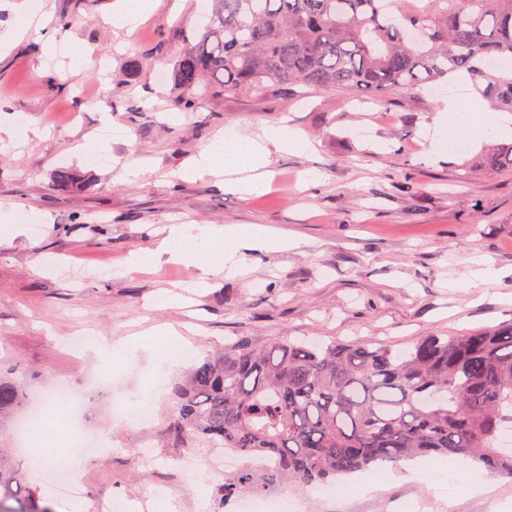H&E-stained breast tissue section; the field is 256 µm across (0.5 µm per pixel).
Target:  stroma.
<instances>
[{"mask_svg":"<svg viewBox=\"0 0 512 512\" xmlns=\"http://www.w3.org/2000/svg\"><path fill=\"white\" fill-rule=\"evenodd\" d=\"M48 33L29 29L0 51V117L32 123L36 136L0 142V218L30 213L35 223L0 233V364L18 367L28 404L63 383L87 390L92 426L111 442L79 477L83 500L130 498L161 484L165 465L138 467L141 441L160 456H201L166 432L169 395L155 401L149 431L115 422L93 387L91 358L75 361L73 333L95 331L117 341L154 327L180 328L197 356L241 336L264 345L284 336L390 339L512 323V171L489 157L501 138L482 137L462 151L434 156L439 95L423 90L357 101L344 91L299 84L263 92L198 91L189 112L175 108L171 79L182 30L198 25L200 0H146L134 31L104 25L119 0H41ZM80 15L62 31L63 15ZM90 50L83 67L72 61ZM287 120L314 152L270 147L271 187L246 194L223 180L185 181L181 170L224 133L261 135ZM107 160L88 163L76 144L103 128ZM140 160L134 177L122 165ZM74 179L57 185V167ZM316 169L320 180L301 187ZM259 224L291 239L273 251L245 246L241 271L202 276L160 258L149 268L123 267L125 254L155 251L170 224ZM112 260V274L80 287L59 274L75 261ZM485 264L486 278L475 276ZM475 496L463 472L456 512H512V480L482 474ZM354 495L309 512H413L429 485L401 468L342 477Z\"/></svg>","mask_w":512,"mask_h":512,"instance_id":"1","label":"stroma"}]
</instances>
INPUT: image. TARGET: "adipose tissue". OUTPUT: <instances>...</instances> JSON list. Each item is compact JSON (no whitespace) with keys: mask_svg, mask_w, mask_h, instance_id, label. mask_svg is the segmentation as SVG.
<instances>
[{"mask_svg":"<svg viewBox=\"0 0 512 512\" xmlns=\"http://www.w3.org/2000/svg\"><path fill=\"white\" fill-rule=\"evenodd\" d=\"M437 123L442 136L454 139L460 136L473 139L484 132L512 137V121L495 115L479 99H471L468 107H461L452 99L443 100L438 111ZM298 152L312 151L310 141L301 138L287 125L268 127L263 141L232 133L220 141L217 150L202 153L182 172L183 179L194 180L206 175L236 176L237 187L247 193H260L267 189L270 175L266 173V143ZM250 243L260 248H288L287 239L271 236L256 224H173L163 238L157 252L173 260L188 261L198 265L203 273L213 269L212 260L224 259L223 270L235 273L236 255L241 244ZM160 344L151 346L149 355L155 366V388L147 398H134L126 408L127 414H134L144 400H156L164 392L167 375L175 366L174 351L183 347L184 339L176 331L167 329ZM68 414V402L58 396L47 402L34 420L29 437L28 453L38 462L55 467L68 468L78 473L82 461L80 441L68 431L64 422Z\"/></svg>","mask_w":512,"mask_h":512,"instance_id":"1","label":"adipose tissue"}]
</instances>
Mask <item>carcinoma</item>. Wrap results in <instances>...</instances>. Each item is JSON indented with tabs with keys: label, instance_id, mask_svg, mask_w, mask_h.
<instances>
[{
	"label": "carcinoma",
	"instance_id": "cac0c4a2",
	"mask_svg": "<svg viewBox=\"0 0 512 512\" xmlns=\"http://www.w3.org/2000/svg\"><path fill=\"white\" fill-rule=\"evenodd\" d=\"M200 30L184 32L175 106L191 111L200 85L226 93L300 83L354 98L410 94L459 71L474 79L512 57V0H209ZM512 109V68L484 90ZM512 169V143L491 157ZM167 431L183 445L267 454L272 469L224 478L222 500L285 484L329 485L371 467L466 459L470 473L512 479V324L458 336H422L406 348L368 341L308 343L247 337L192 366L175 386ZM26 396L0 367V432ZM0 438V512H55L25 481Z\"/></svg>",
	"mask_w": 512,
	"mask_h": 512
}]
</instances>
